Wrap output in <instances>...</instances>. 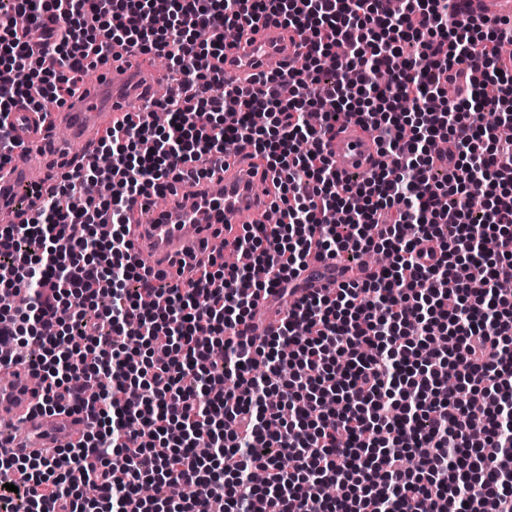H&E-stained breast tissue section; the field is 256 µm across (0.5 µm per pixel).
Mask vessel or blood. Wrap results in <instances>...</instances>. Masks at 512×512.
<instances>
[{"label": "vessel or blood", "instance_id": "obj_1", "mask_svg": "<svg viewBox=\"0 0 512 512\" xmlns=\"http://www.w3.org/2000/svg\"><path fill=\"white\" fill-rule=\"evenodd\" d=\"M456 6L471 18L512 19V0H456ZM304 51L302 41L287 29L261 23L246 30L238 43L225 45L224 77L259 81ZM119 54L95 82L76 87L64 105H49L44 112L23 106L10 113L15 148L10 161L0 167L1 222L24 223L30 209L17 203V188L30 182L34 173H48L52 159L67 152L70 142H99L104 129L124 116L126 96L141 92V57L129 48ZM329 151L342 177H368L380 160L374 132L354 121L337 124ZM270 182L265 163L243 149L232 152L225 171L196 185L176 184L164 205L138 198L128 211L138 259L149 274L163 273L171 283H180L179 261L186 249L202 247L214 255L224 225L263 223L273 197L259 187ZM42 396L28 370L15 363L0 364V421L9 422L8 429H0V443L9 452L51 456L77 443L88 430L86 414L45 411Z\"/></svg>", "mask_w": 512, "mask_h": 512}]
</instances>
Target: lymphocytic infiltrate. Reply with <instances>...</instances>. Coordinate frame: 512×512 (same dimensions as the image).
Segmentation results:
<instances>
[{"mask_svg": "<svg viewBox=\"0 0 512 512\" xmlns=\"http://www.w3.org/2000/svg\"><path fill=\"white\" fill-rule=\"evenodd\" d=\"M261 21L306 42L303 66L225 81V33ZM506 40L512 21L460 17L455 0H6L0 165L11 110L64 99L113 44L166 58L186 93L161 101L166 126L106 131V177L90 163L31 182L38 209L0 226V338L40 377L44 409L91 417L53 459L0 451V512H512V295L497 289L512 279V138L475 118L512 125ZM471 59L481 78L441 99ZM345 119L377 135L369 178L332 166L325 137ZM237 146L276 179L282 222L242 225L243 264L151 283L128 206L213 175ZM368 251L390 264L308 292L311 255ZM264 301L282 317L257 336ZM160 340L176 361L156 360ZM186 480L194 495L167 494Z\"/></svg>", "mask_w": 512, "mask_h": 512, "instance_id": "lymphocytic-infiltrate-1", "label": "lymphocytic infiltrate"}]
</instances>
